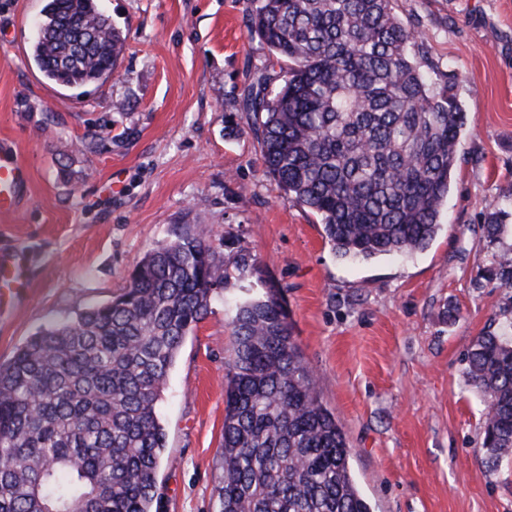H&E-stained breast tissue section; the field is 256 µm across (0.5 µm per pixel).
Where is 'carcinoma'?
Wrapping results in <instances>:
<instances>
[{
  "instance_id": "obj_1",
  "label": "carcinoma",
  "mask_w": 512,
  "mask_h": 512,
  "mask_svg": "<svg viewBox=\"0 0 512 512\" xmlns=\"http://www.w3.org/2000/svg\"><path fill=\"white\" fill-rule=\"evenodd\" d=\"M393 2L260 0L248 19L272 56L239 103L265 172L352 262L430 246L464 126ZM36 27L31 56L47 81L77 90L119 74L125 37L96 0H48ZM490 274L512 288L511 250ZM254 275L250 252L228 264L204 228H185L114 300L0 363V512H152L166 448L157 404L184 337ZM228 326L218 512H372L277 294L236 300ZM468 362L495 465L512 456V334L477 337Z\"/></svg>"
}]
</instances>
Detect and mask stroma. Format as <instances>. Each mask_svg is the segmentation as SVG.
Here are the masks:
<instances>
[{
	"instance_id": "1",
	"label": "stroma",
	"mask_w": 512,
	"mask_h": 512,
	"mask_svg": "<svg viewBox=\"0 0 512 512\" xmlns=\"http://www.w3.org/2000/svg\"><path fill=\"white\" fill-rule=\"evenodd\" d=\"M98 4L125 50L118 76L78 96L30 55L45 0H0V144L29 171L21 206L0 213V249L34 253L26 298L0 306V362L49 322L111 301L158 242L201 224L226 260L257 258L251 296L278 286L373 512H512V458L485 462V398L467 361L477 336L512 323V289L484 276L512 249V0H395L465 125L435 241L365 263L338 258L264 171L238 106L268 62L248 31L255 0ZM493 210L507 230L492 242ZM241 294L212 303L170 372L153 512L218 510L224 304Z\"/></svg>"
}]
</instances>
